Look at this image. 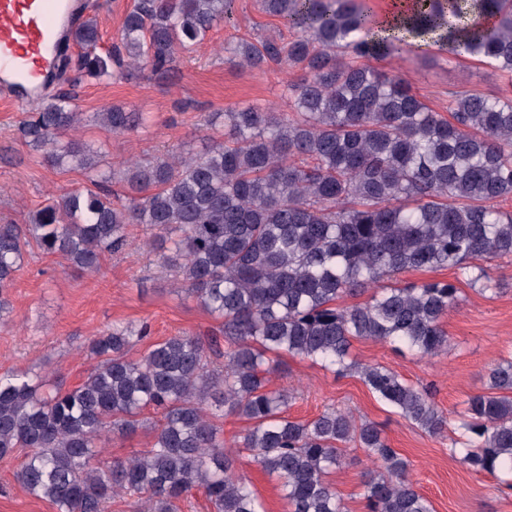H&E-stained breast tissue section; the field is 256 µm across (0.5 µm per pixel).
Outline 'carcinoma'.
<instances>
[{
	"instance_id": "cac0c4a2",
	"label": "carcinoma",
	"mask_w": 512,
	"mask_h": 512,
	"mask_svg": "<svg viewBox=\"0 0 512 512\" xmlns=\"http://www.w3.org/2000/svg\"><path fill=\"white\" fill-rule=\"evenodd\" d=\"M415 2L404 36L373 38L359 0H257L295 38L241 39L224 53L251 69H299L287 84L294 117L259 104L231 109L197 153L173 147L116 169L103 143L75 132L88 122L128 133L145 125L143 113L114 104L88 116L67 94L18 122L47 165L79 170L89 186L27 224H0V318L29 240L95 273L128 244L129 226L144 224L156 237L180 232L173 285L222 320L227 344L221 353L185 333L133 359L148 328L118 323L91 342L96 364L72 389L0 374V460L26 450L16 478L29 493L56 512H109L124 496L137 512H180L201 489L213 512H265L235 475L246 452L280 482L289 512H345L327 477L352 443L381 469L363 481L368 512H434L377 424L334 408L293 420L288 393L269 389L283 355L355 371L394 413L439 435L448 421L431 393L385 366L360 365L352 341L397 343L421 357L447 349L442 319L458 288L387 284L409 270L452 269L484 293L500 292L475 261L512 257V210L501 206L512 197V97L455 92L447 118L382 62L426 45L512 74V0ZM232 20L233 0H134L101 55L97 20L85 19L70 31L83 49L73 83L166 72ZM365 292L362 303L336 305ZM148 407L162 411L150 449L103 461L101 435L136 432ZM227 415L251 422L234 449L220 438ZM459 429L451 453L464 466L512 476L511 358L491 369L486 392L469 397Z\"/></svg>"
}]
</instances>
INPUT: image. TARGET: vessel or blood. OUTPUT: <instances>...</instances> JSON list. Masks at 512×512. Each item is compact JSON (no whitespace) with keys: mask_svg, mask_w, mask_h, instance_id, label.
Wrapping results in <instances>:
<instances>
[{"mask_svg":"<svg viewBox=\"0 0 512 512\" xmlns=\"http://www.w3.org/2000/svg\"><path fill=\"white\" fill-rule=\"evenodd\" d=\"M67 12V0H0V77L19 83L16 105L26 101L23 87L48 71L55 28Z\"/></svg>","mask_w":512,"mask_h":512,"instance_id":"vessel-or-blood-1","label":"vessel or blood"}]
</instances>
